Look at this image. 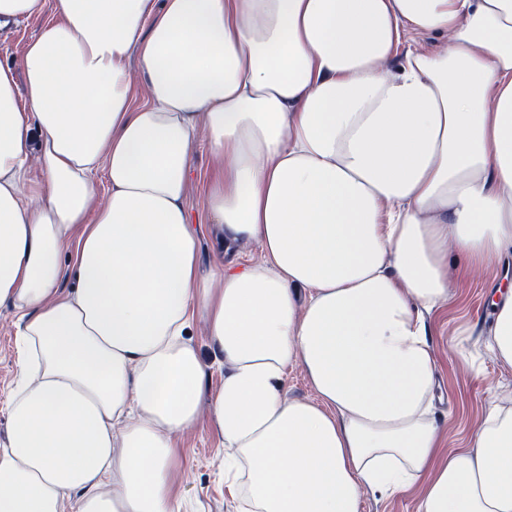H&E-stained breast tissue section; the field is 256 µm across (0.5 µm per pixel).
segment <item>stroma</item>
Returning <instances> with one entry per match:
<instances>
[{
	"label": "stroma",
	"instance_id": "stroma-1",
	"mask_svg": "<svg viewBox=\"0 0 512 512\" xmlns=\"http://www.w3.org/2000/svg\"><path fill=\"white\" fill-rule=\"evenodd\" d=\"M55 17L54 0H45L41 15L0 26V64L19 68L27 43ZM220 165L207 140L199 139L188 160L187 206L193 223L200 228V266L205 273L232 260L258 259L260 254L254 243L224 247L211 228L207 195ZM491 286L487 278L466 275L459 282L453 303L430 315L431 344L438 365L437 394L442 398V410L452 414L451 422L442 426L443 446L447 449L468 447L483 411L499 392H512V371L487 359L482 352ZM21 324L14 309L0 308V445L7 438L6 403L16 381V345ZM462 325L469 326L472 332L468 353L463 357L457 353L455 338L456 329ZM192 340L210 370L202 385L196 427L174 438L173 491L182 500L185 512H240L239 499L224 484V457L228 450L222 446L209 415L210 398L221 386L223 376L212 367L214 356L203 323L195 324Z\"/></svg>",
	"mask_w": 512,
	"mask_h": 512
}]
</instances>
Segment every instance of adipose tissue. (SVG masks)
Wrapping results in <instances>:
<instances>
[{"mask_svg":"<svg viewBox=\"0 0 512 512\" xmlns=\"http://www.w3.org/2000/svg\"><path fill=\"white\" fill-rule=\"evenodd\" d=\"M55 10L25 101L0 65V307L23 321L0 512H181L198 318L241 512H360L363 490L415 486L417 512H512V398L441 454L428 323L451 267L512 260V0ZM409 32L448 43L401 51ZM202 134L224 161L213 223L261 250L206 276L186 204ZM490 306L483 346L512 370V287ZM294 366L315 400L288 397Z\"/></svg>","mask_w":512,"mask_h":512,"instance_id":"obj_1","label":"adipose tissue"}]
</instances>
